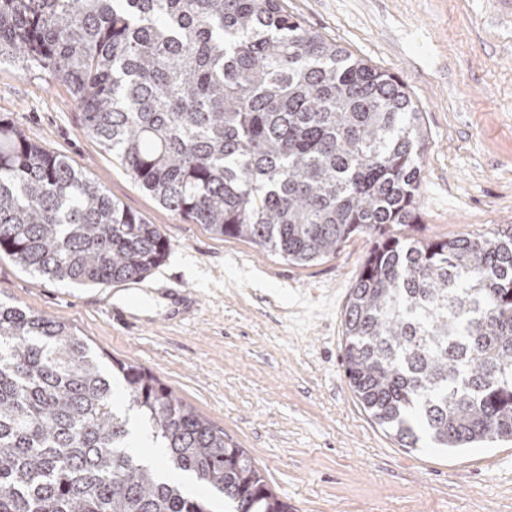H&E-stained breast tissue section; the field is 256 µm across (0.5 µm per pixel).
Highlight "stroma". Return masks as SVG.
<instances>
[{"label":"stroma","instance_id":"obj_1","mask_svg":"<svg viewBox=\"0 0 512 512\" xmlns=\"http://www.w3.org/2000/svg\"><path fill=\"white\" fill-rule=\"evenodd\" d=\"M289 12L393 73L423 114L419 234L474 237L512 224V0H284ZM65 157L170 241L159 271L77 288L0 259V300L69 323L98 352L152 370L244 448L293 512H512V442L408 450L344 374L342 315L374 245L295 265L184 220L139 188L84 131L67 86L0 64V119ZM195 291V319L150 306L137 325L101 307L133 290Z\"/></svg>","mask_w":512,"mask_h":512}]
</instances>
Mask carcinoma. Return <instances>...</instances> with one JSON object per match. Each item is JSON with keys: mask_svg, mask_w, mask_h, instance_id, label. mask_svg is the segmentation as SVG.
<instances>
[{"mask_svg": "<svg viewBox=\"0 0 512 512\" xmlns=\"http://www.w3.org/2000/svg\"><path fill=\"white\" fill-rule=\"evenodd\" d=\"M71 91L163 207L298 265L375 245L343 313L345 375L407 449L512 441V225L418 239L422 113L283 0H0V63ZM159 227L0 121V258L50 281L139 280ZM224 512H291L247 451L151 370L0 302V512H212L130 449L133 421Z\"/></svg>", "mask_w": 512, "mask_h": 512, "instance_id": "cac0c4a2", "label": "carcinoma"}]
</instances>
